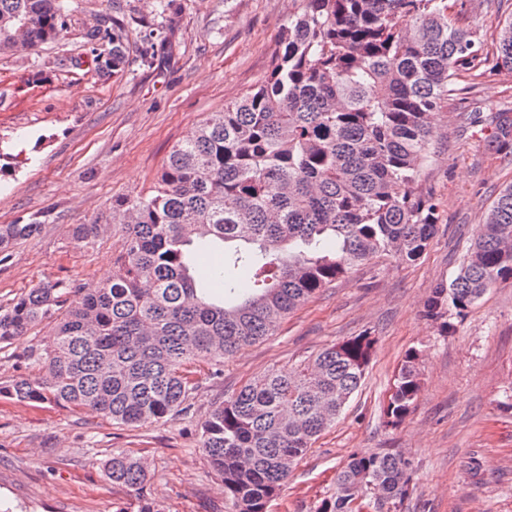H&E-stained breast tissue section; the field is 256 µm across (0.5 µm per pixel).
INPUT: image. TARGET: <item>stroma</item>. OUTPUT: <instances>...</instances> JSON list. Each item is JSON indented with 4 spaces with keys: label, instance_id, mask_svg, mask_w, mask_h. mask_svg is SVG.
<instances>
[{
    "label": "stroma",
    "instance_id": "obj_1",
    "mask_svg": "<svg viewBox=\"0 0 512 512\" xmlns=\"http://www.w3.org/2000/svg\"><path fill=\"white\" fill-rule=\"evenodd\" d=\"M453 14L493 40L512 0H450ZM71 25L52 43L0 54V225L39 221L0 265V306L45 281L100 280L123 245L113 225L80 247L75 224L147 192L171 147L270 70L279 38L303 0H68ZM123 21L131 56L155 43L152 65L97 74L87 32L102 15ZM512 109V83L489 74L439 114L417 190L434 200L436 234L423 255H380L282 320L275 333L225 359L199 362L192 416L127 427L100 414L0 400V501L15 512H131L134 498L101 463L120 448L148 465L159 512H233L200 448V423L266 371L370 333L372 362L336 422L295 464L267 512H315L336 491L348 457L393 451L411 462L396 512H512V276L490 288L450 329L424 315L438 284L456 276L512 160L461 114ZM416 351L420 391L397 426L384 410L397 370Z\"/></svg>",
    "mask_w": 512,
    "mask_h": 512
}]
</instances>
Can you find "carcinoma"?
<instances>
[{
	"instance_id": "obj_1",
	"label": "carcinoma",
	"mask_w": 512,
	"mask_h": 512,
	"mask_svg": "<svg viewBox=\"0 0 512 512\" xmlns=\"http://www.w3.org/2000/svg\"><path fill=\"white\" fill-rule=\"evenodd\" d=\"M65 0H0V53L17 29L35 47L67 30ZM93 69L129 64L124 24L89 34ZM488 73L512 81V19L492 48L449 15L448 0H304L288 20L269 74L172 146L147 194L122 197L72 240L89 246L112 224L125 240L106 282H47L0 306V346L45 321L51 337L24 355L26 377L0 383V397L89 409L120 426L167 422L193 409L196 358L221 359L272 335L280 322L353 266L379 254L419 258L437 207L415 184L429 154L434 114L460 81ZM488 144L512 157V114L491 119ZM40 225L1 224L0 253ZM224 247V288L192 273V247ZM250 270L249 287L233 279ZM512 275V185L499 191L455 278L433 289L425 315L463 312ZM360 335L298 365L246 383L201 423V448L237 512H263L290 467L341 414L369 366ZM420 390L416 352L401 363L384 410L402 421ZM410 462L381 451L354 454L336 493L316 512H350L346 491L364 488L402 502ZM106 477L133 492L136 512H159L146 495L147 467L112 449Z\"/></svg>"
}]
</instances>
